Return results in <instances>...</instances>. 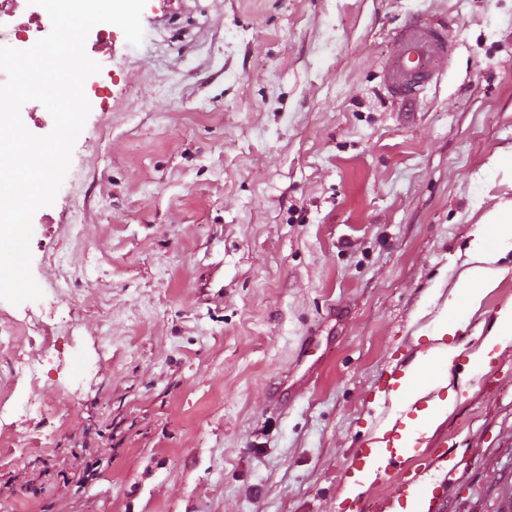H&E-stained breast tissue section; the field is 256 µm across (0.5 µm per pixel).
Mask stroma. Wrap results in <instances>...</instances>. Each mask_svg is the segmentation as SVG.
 I'll return each mask as SVG.
<instances>
[{
    "mask_svg": "<svg viewBox=\"0 0 512 512\" xmlns=\"http://www.w3.org/2000/svg\"><path fill=\"white\" fill-rule=\"evenodd\" d=\"M444 23L441 79L396 103L392 33ZM70 169L32 218L40 304L0 352L70 336L0 447V512H344V468L394 360L435 346L466 251L512 206V0H147ZM448 369L443 512H512V342L471 367L512 305V253ZM111 364L97 365L104 350Z\"/></svg>",
    "mask_w": 512,
    "mask_h": 512,
    "instance_id": "stroma-1",
    "label": "stroma"
}]
</instances>
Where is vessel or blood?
I'll return each mask as SVG.
<instances>
[{
    "mask_svg": "<svg viewBox=\"0 0 512 512\" xmlns=\"http://www.w3.org/2000/svg\"><path fill=\"white\" fill-rule=\"evenodd\" d=\"M450 47L444 29L411 21L397 31L393 49L383 71V84L389 95L408 99L417 95L438 77L448 64ZM405 375L403 365H396L378 385L383 401L370 421L368 436L355 448L344 470L345 478L361 475L371 460H379V473L396 471L400 477L397 492L400 499L413 501L419 512H438L436 487L421 483L411 469L405 468L407 449L397 447L406 421L412 418L409 409H394L391 394Z\"/></svg>",
    "mask_w": 512,
    "mask_h": 512,
    "instance_id": "obj_1",
    "label": "vessel or blood"
}]
</instances>
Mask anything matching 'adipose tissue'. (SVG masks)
I'll list each match as a JSON object with an SVG mask.
<instances>
[{
    "label": "adipose tissue",
    "instance_id": "ef3b65f1",
    "mask_svg": "<svg viewBox=\"0 0 512 512\" xmlns=\"http://www.w3.org/2000/svg\"><path fill=\"white\" fill-rule=\"evenodd\" d=\"M488 231L480 232L469 249L470 265L462 280V302H449V319L444 322L440 334H454L465 324L464 305L479 304L486 289L496 275L494 262L512 252V208L496 209L485 218ZM512 341V306L500 309L492 328L484 336L478 349L471 355L479 367H488L498 355V350Z\"/></svg>",
    "mask_w": 512,
    "mask_h": 512
}]
</instances>
